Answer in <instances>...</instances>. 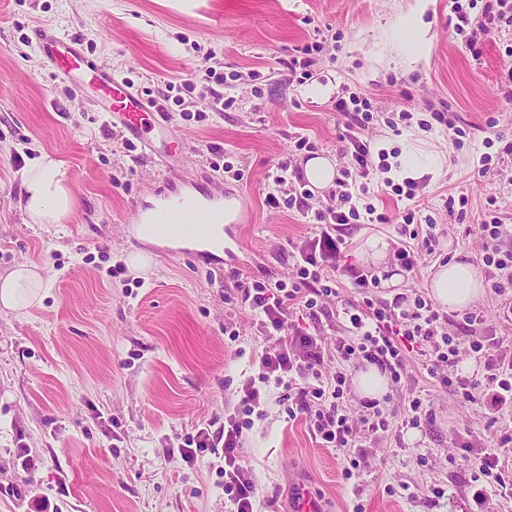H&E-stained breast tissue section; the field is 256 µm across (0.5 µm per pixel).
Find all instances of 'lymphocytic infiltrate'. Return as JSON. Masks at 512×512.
I'll list each match as a JSON object with an SVG mask.
<instances>
[{"label":"lymphocytic infiltrate","instance_id":"f902f5d3","mask_svg":"<svg viewBox=\"0 0 512 512\" xmlns=\"http://www.w3.org/2000/svg\"><path fill=\"white\" fill-rule=\"evenodd\" d=\"M455 18V27L460 31L470 26L485 33L498 22L511 27L512 0H484L477 17L459 7ZM343 151L351 160L337 181L339 192L333 205L314 208V194L291 160H283L272 172L273 186L265 195V204L276 209L285 203L312 213L316 230L312 236L290 243L289 277L273 282H236L232 304L255 315L258 334L270 340L271 345L262 356L258 373L242 382L238 390L239 409L225 415L223 428L214 433L198 431L184 443V455L189 460L209 450H223L224 494L233 512H254L258 487L251 469L241 465L239 450L244 430L266 414L270 386L287 391L289 417L308 414L315 441L337 450L343 476L348 480L359 467L351 450L360 433H384L397 423L416 427L425 416L423 398L403 393L410 360L421 361L440 385L451 388L461 403L483 409L491 421L512 419V358L499 354L496 337L451 335L446 316L423 295L411 297L401 293L389 302L378 299L377 278L363 268L345 264L344 226L357 220L381 224L385 218L374 205H367L362 211L352 205L355 192H368L374 181L369 142L349 135ZM416 188L412 179L392 187L396 196L409 202L399 213L398 234L403 243L395 251L400 267L409 273L440 243L435 225L418 223L417 212L410 205ZM478 232L483 241L479 260L492 288L502 292L505 284L512 283V250L503 248L501 240L512 235V230L494 218L479 225ZM338 271L346 276L351 287L357 288L361 300L344 310L345 334L336 340V360L341 370L328 376L322 370L326 350L321 336L309 327L289 322L288 313L299 310L309 319H317L338 294L334 277ZM464 354L483 363L481 377L459 373L458 364ZM363 361L387 373L401 398L391 409L376 408L353 421L345 400L344 370ZM458 464L470 473L477 505H485L494 496L511 497L512 430H501L490 448H466Z\"/></svg>","mask_w":512,"mask_h":512}]
</instances>
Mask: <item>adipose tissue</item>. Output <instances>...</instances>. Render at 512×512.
Here are the masks:
<instances>
[{"mask_svg":"<svg viewBox=\"0 0 512 512\" xmlns=\"http://www.w3.org/2000/svg\"><path fill=\"white\" fill-rule=\"evenodd\" d=\"M428 0H415L401 11L384 41L381 54L401 64H412L430 48V24L424 19ZM445 156L427 151L416 142H407L397 163L390 169L394 178L429 174L440 176ZM76 197L64 163L52 155L42 154L23 173L19 209L28 224L66 223L75 208ZM46 282L33 265L22 263L0 278V309L22 313L41 302ZM485 293L484 284L473 265L455 258L435 271L430 295L441 307L456 311L479 301Z\"/></svg>","mask_w":512,"mask_h":512,"instance_id":"ef3b65f1","label":"adipose tissue"}]
</instances>
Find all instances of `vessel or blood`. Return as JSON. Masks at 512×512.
I'll return each mask as SVG.
<instances>
[{
    "label": "vessel or blood",
    "instance_id": "obj_1",
    "mask_svg": "<svg viewBox=\"0 0 512 512\" xmlns=\"http://www.w3.org/2000/svg\"><path fill=\"white\" fill-rule=\"evenodd\" d=\"M35 42L54 73L63 77L80 72L90 76L102 93L109 111L120 117L122 125L134 140L147 142L150 132L166 131L169 122L158 108L145 102L124 82L113 78L110 70L89 59L76 39H66L41 28L34 32ZM199 217L190 209L161 208L154 212L152 223L162 225L163 233L177 240L202 244L216 224H240L246 208L240 196L230 192L213 193L198 201Z\"/></svg>",
    "mask_w": 512,
    "mask_h": 512
}]
</instances>
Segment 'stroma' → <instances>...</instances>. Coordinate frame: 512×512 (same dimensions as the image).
Masks as SVG:
<instances>
[{
	"label": "stroma",
	"mask_w": 512,
	"mask_h": 512,
	"mask_svg": "<svg viewBox=\"0 0 512 512\" xmlns=\"http://www.w3.org/2000/svg\"><path fill=\"white\" fill-rule=\"evenodd\" d=\"M412 0H0V276L16 265L39 267L47 296L26 313L0 312V512H230L224 459L203 453L187 462L178 448L199 429L219 430L235 412L241 381L257 370L268 346L249 312L224 297L235 279H277L289 272V242L313 224L297 210L268 208V176L293 158L294 138L307 134L335 170L347 159L340 138L347 120L337 99H369L374 120L362 130L391 151L404 140L446 153L448 171L419 178L416 206L445 236L416 273L381 289L427 294L434 263L455 253L477 260L478 226L491 216L512 225V27L477 39L479 57L457 31L453 0H431L428 54L414 68L376 61L374 50L397 11ZM49 27L79 40L84 53L112 69L140 94L176 95L208 110L209 71L235 104L203 120L175 112L159 154L127 150L125 132L98 110L93 89L77 90L54 77L32 32ZM316 45L308 72L290 71L298 49ZM331 83L320 101L309 84ZM410 113L391 130L387 122ZM442 112L448 124L434 115ZM462 137H455V129ZM241 177L213 169L210 147ZM63 160L76 195L64 224H27L18 210L23 165L42 154ZM22 165H15L14 155ZM489 164H482V156ZM198 193L240 192L250 223L234 228L233 252L160 256L139 241L129 222L131 202L151 207L168 172ZM378 170L373 190L357 208L374 204L382 224L352 226L346 260L356 263L372 234L398 245L397 197ZM465 195V220L444 207ZM135 250L151 254L142 274H114ZM504 295L486 292L476 310L486 322L470 328L462 312L448 315L450 334L495 336L512 355V321L499 318ZM240 333L224 334L225 324ZM409 388L432 419L360 436V466L346 480L333 449L321 447L306 416L289 418L282 390H273L267 415L243 433L240 454L258 485V512H295L302 495L325 512H473L470 476L452 465L464 442L492 433L478 406L460 403L418 363ZM443 496L434 497L433 488Z\"/></svg>",
	"instance_id": "1"
}]
</instances>
